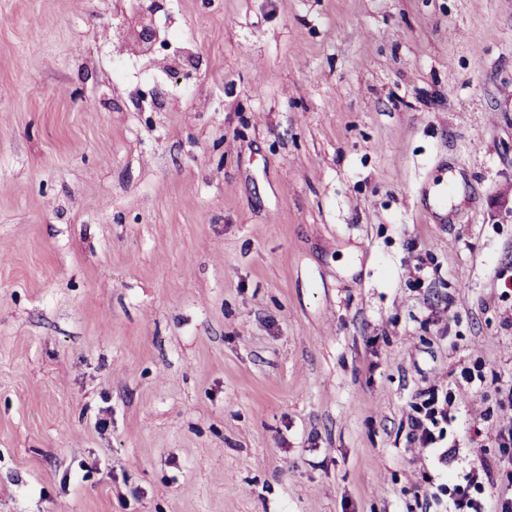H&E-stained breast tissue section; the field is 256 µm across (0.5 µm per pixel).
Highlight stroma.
I'll return each mask as SVG.
<instances>
[{"label":"stroma","instance_id":"stroma-1","mask_svg":"<svg viewBox=\"0 0 512 512\" xmlns=\"http://www.w3.org/2000/svg\"><path fill=\"white\" fill-rule=\"evenodd\" d=\"M152 1L0 0V512H408L417 389L512 419V0Z\"/></svg>","mask_w":512,"mask_h":512}]
</instances>
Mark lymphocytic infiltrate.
<instances>
[{
	"instance_id": "f902f5d3",
	"label": "lymphocytic infiltrate",
	"mask_w": 512,
	"mask_h": 512,
	"mask_svg": "<svg viewBox=\"0 0 512 512\" xmlns=\"http://www.w3.org/2000/svg\"><path fill=\"white\" fill-rule=\"evenodd\" d=\"M455 386L431 385L415 392L408 414L407 438L422 451L429 469L411 512H512V422L501 425L494 437L499 450L494 461L479 460L452 470L456 443L448 435L457 423ZM508 474L497 494H488L485 481L492 472Z\"/></svg>"
}]
</instances>
